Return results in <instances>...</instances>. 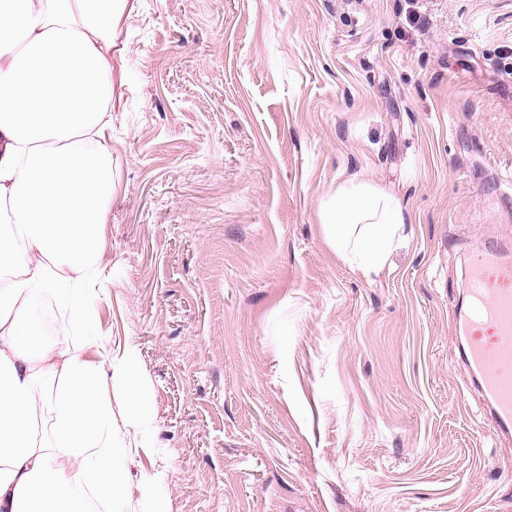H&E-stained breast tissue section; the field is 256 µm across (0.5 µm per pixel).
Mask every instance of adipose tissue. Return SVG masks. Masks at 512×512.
<instances>
[{"label": "adipose tissue", "mask_w": 512, "mask_h": 512, "mask_svg": "<svg viewBox=\"0 0 512 512\" xmlns=\"http://www.w3.org/2000/svg\"><path fill=\"white\" fill-rule=\"evenodd\" d=\"M131 0H0V512H124L112 394L144 433L133 358L98 329L112 170L116 26ZM318 222L337 255L383 271L406 224L373 181L337 183ZM80 339L46 336L42 295ZM52 413L42 437L43 410Z\"/></svg>", "instance_id": "ef3b65f1"}]
</instances>
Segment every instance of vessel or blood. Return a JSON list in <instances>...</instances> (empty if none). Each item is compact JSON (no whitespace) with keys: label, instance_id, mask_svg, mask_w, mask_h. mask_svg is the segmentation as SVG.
<instances>
[{"label":"vessel or blood","instance_id":"obj_1","mask_svg":"<svg viewBox=\"0 0 512 512\" xmlns=\"http://www.w3.org/2000/svg\"><path fill=\"white\" fill-rule=\"evenodd\" d=\"M456 317L454 360L482 396L484 426L512 437V241L495 238L468 254Z\"/></svg>","mask_w":512,"mask_h":512}]
</instances>
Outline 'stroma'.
I'll return each instance as SVG.
<instances>
[{
    "instance_id": "obj_1",
    "label": "stroma",
    "mask_w": 512,
    "mask_h": 512,
    "mask_svg": "<svg viewBox=\"0 0 512 512\" xmlns=\"http://www.w3.org/2000/svg\"><path fill=\"white\" fill-rule=\"evenodd\" d=\"M114 59L127 512H512L452 357L464 248L512 238V0H136ZM351 178L410 217L377 274L317 219Z\"/></svg>"
}]
</instances>
